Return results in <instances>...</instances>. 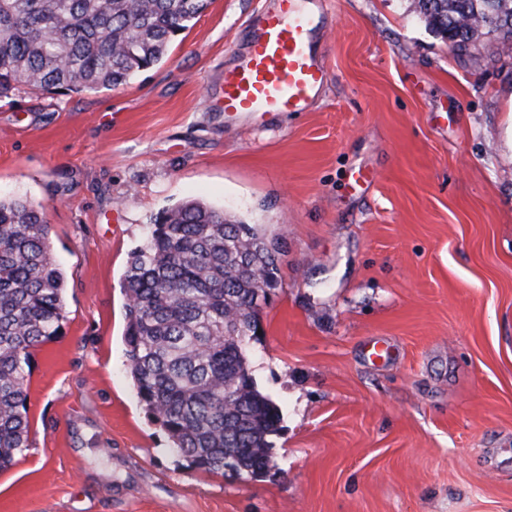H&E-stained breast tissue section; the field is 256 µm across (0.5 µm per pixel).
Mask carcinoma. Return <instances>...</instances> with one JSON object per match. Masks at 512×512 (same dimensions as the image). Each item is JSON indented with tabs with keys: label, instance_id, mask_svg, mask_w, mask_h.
<instances>
[{
	"label": "carcinoma",
	"instance_id": "carcinoma-1",
	"mask_svg": "<svg viewBox=\"0 0 512 512\" xmlns=\"http://www.w3.org/2000/svg\"><path fill=\"white\" fill-rule=\"evenodd\" d=\"M209 0H0V98L19 84L113 89L159 64ZM426 28L458 50L478 29L512 43V0H417ZM280 242L224 209L187 201L154 219L123 278L128 368L172 449L196 467L257 474L280 414L246 352L262 285L277 287ZM64 275L46 208L0 196V470L28 447L25 367L58 335Z\"/></svg>",
	"mask_w": 512,
	"mask_h": 512
}]
</instances>
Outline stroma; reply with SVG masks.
I'll return each instance as SVG.
<instances>
[{
    "label": "stroma",
    "instance_id": "1",
    "mask_svg": "<svg viewBox=\"0 0 512 512\" xmlns=\"http://www.w3.org/2000/svg\"><path fill=\"white\" fill-rule=\"evenodd\" d=\"M310 2L330 82L305 112L215 95L272 0H210L118 88L0 100V195L46 206L65 296L0 512H512V46L454 49L414 0ZM193 199L283 242L249 344L281 416L256 476L172 452L128 369L130 253Z\"/></svg>",
    "mask_w": 512,
    "mask_h": 512
}]
</instances>
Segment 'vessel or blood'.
I'll list each match as a JSON object with an SVG mask.
<instances>
[{
  "mask_svg": "<svg viewBox=\"0 0 512 512\" xmlns=\"http://www.w3.org/2000/svg\"><path fill=\"white\" fill-rule=\"evenodd\" d=\"M299 0H276L243 33L245 50L225 68L220 90L228 116L302 112L328 83L313 42L316 18Z\"/></svg>",
  "mask_w": 512,
  "mask_h": 512,
  "instance_id": "b4317fda",
  "label": "vessel or blood"
}]
</instances>
